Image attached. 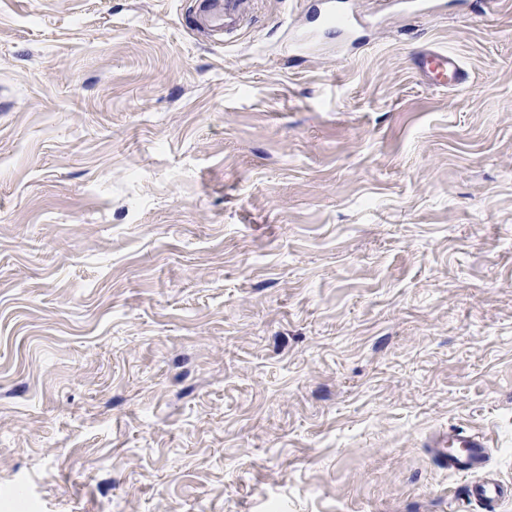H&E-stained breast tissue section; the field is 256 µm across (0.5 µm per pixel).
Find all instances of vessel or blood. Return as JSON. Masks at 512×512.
Wrapping results in <instances>:
<instances>
[{
  "mask_svg": "<svg viewBox=\"0 0 512 512\" xmlns=\"http://www.w3.org/2000/svg\"><path fill=\"white\" fill-rule=\"evenodd\" d=\"M239 0H209L207 9L210 21L216 27H232L236 23L234 11ZM321 14L326 22L338 23L348 33L358 26L357 17L340 10L335 0H323ZM420 66L424 71L434 73L442 86L459 87L467 81V72L457 55L443 49H428L420 54ZM428 453L442 469L451 473L473 475L468 488L469 501L494 505L512 496V489L490 478L491 465L489 445L486 438L477 432L467 431L458 426H448L433 432L427 444Z\"/></svg>",
  "mask_w": 512,
  "mask_h": 512,
  "instance_id": "obj_1",
  "label": "vessel or blood"
}]
</instances>
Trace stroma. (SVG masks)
Returning a JSON list of instances; mask_svg holds the SVG:
<instances>
[{"mask_svg":"<svg viewBox=\"0 0 512 512\" xmlns=\"http://www.w3.org/2000/svg\"><path fill=\"white\" fill-rule=\"evenodd\" d=\"M349 2L0 0V512H484L448 425L512 483V0ZM206 8L209 11L210 21L214 27L230 28L235 25L236 17L234 10L236 9L240 0H226L224 8L219 2L220 0H207ZM336 3L332 0L321 2V14L324 20L327 23L335 22L336 20V23L347 33L356 31L358 26L357 17L353 13L340 10ZM420 66L440 79L444 87H460L467 81V72L457 55L443 49H427L420 53ZM427 448L440 468L478 476L468 488L469 501L494 505L509 499L508 486L487 475L491 458L488 442L482 434L449 425L431 434Z\"/></svg>","mask_w":512,"mask_h":512,"instance_id":"35a3bbf8","label":"stroma"}]
</instances>
